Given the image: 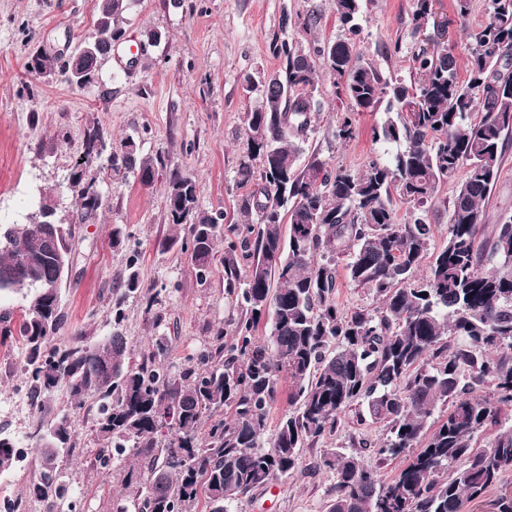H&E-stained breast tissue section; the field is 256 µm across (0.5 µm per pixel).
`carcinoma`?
<instances>
[{"label":"carcinoma","mask_w":512,"mask_h":512,"mask_svg":"<svg viewBox=\"0 0 512 512\" xmlns=\"http://www.w3.org/2000/svg\"><path fill=\"white\" fill-rule=\"evenodd\" d=\"M483 24L469 34L468 76L458 74L446 45L412 56L416 81L384 77L355 61L349 41L320 50L355 111L390 114L374 138L395 147L360 169L326 166L316 154L296 165L298 141L314 107L316 64L283 43L285 77L265 80L259 104L247 113V161L236 188L238 209L249 218L240 241L224 248V289L245 311L237 342L224 345V329L196 362L175 375L166 365L169 345L152 344L133 358L120 330L125 298L142 290L139 257L112 289V335L91 343L80 333L61 346L51 338L65 321L62 293L45 285L63 279L56 253L70 250L71 225L59 222L54 196L12 222H0V293L22 296L21 320L0 315V342L12 339L26 353V378L35 405L31 439L40 449L31 498L45 512H65L63 463L73 452L70 415L45 418L41 397L65 385L73 408L93 413L95 459L151 463L144 474L128 467V495L112 512H236L252 491L292 476L300 449L336 432L354 404L385 423L375 449L380 460L400 455L406 464L385 479L339 449L321 465L336 475L328 512H468L512 472V426L485 448L476 435L512 405V215L487 223L486 200L497 182L512 138V0H486ZM362 0H335L339 21L355 34ZM125 0H98L94 52L64 60L43 52L25 63L26 75L60 72L80 89L101 85L102 65L122 37L115 19ZM105 169L134 172L153 182L155 167L126 140L109 150ZM96 173L75 166L82 219L100 203L87 195ZM448 229L435 247L423 207L442 186ZM168 223L190 253L204 282L224 235V215L201 209L194 176L178 169L165 189ZM409 205L399 219L394 201ZM288 230H283V225ZM252 262L242 270L241 259ZM345 278L381 301L372 313H347L336 303L338 259ZM269 335L256 341L260 319ZM494 387L497 400L475 395ZM288 386L294 411L266 435L268 410ZM229 407L234 418L198 432L204 414ZM444 414L430 422L437 409ZM18 462L15 445L0 438V469Z\"/></svg>","instance_id":"1"}]
</instances>
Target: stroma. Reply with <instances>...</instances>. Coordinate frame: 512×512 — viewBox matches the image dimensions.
Instances as JSON below:
<instances>
[{"mask_svg": "<svg viewBox=\"0 0 512 512\" xmlns=\"http://www.w3.org/2000/svg\"><path fill=\"white\" fill-rule=\"evenodd\" d=\"M412 4L363 0L353 37L338 20L335 0H129L118 18L124 35L102 68V87L81 90L57 74L30 79L24 64L36 50L66 56L93 40L97 0H0V220H13L51 193L59 217L74 227L73 266L63 284L67 321L53 344H64L77 332L93 342L111 335L112 290L134 250L145 290L127 297L122 330L135 356L148 353L152 340L166 337L168 364L176 373L209 341L213 328H223L225 343L235 342L241 310L224 291L222 262L213 263L202 283L188 252L162 245L171 232L165 206L170 170L196 177L201 208L223 211L225 230L242 223L234 184L247 155L246 114L259 103L260 81L284 71L275 43L312 56L326 42L348 38L360 63L409 81L411 58L423 37H436L437 24L444 22L458 68L466 70L467 33L483 22L485 0H471L463 19L453 0H433V14L419 37L412 33ZM310 15L317 24L301 27V19ZM314 101L298 164L316 151L331 168L358 169L379 154L373 129L385 120L384 111L353 112L335 79L322 70ZM350 112L355 136L342 142L333 132ZM96 127L116 148L134 138L140 156L157 168L148 187L131 173L103 177L102 206L93 221L82 224L69 176L85 155L88 131ZM116 228L123 234L118 247L112 244ZM23 363L17 343L0 344V397L6 400L0 407V436L18 445L31 430L11 405L23 384ZM74 423L77 451L65 465L69 498L77 512H112L113 501L125 492L124 473L94 462L97 441L90 417L77 414ZM385 433L383 423L364 408L347 409L335 433L302 449L293 476L256 489L243 512H327L336 479L317 462L329 448L346 449L360 464L390 477L401 459L383 461L372 451Z\"/></svg>", "mask_w": 512, "mask_h": 512, "instance_id": "stroma-1", "label": "stroma"}]
</instances>
